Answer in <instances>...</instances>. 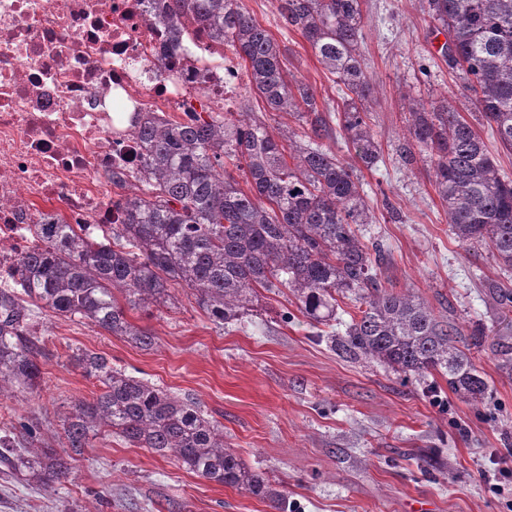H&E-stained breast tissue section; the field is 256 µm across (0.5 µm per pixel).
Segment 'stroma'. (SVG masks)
Returning a JSON list of instances; mask_svg holds the SVG:
<instances>
[{
	"mask_svg": "<svg viewBox=\"0 0 512 512\" xmlns=\"http://www.w3.org/2000/svg\"><path fill=\"white\" fill-rule=\"evenodd\" d=\"M244 4L278 44L288 78L312 84L320 100L337 99L334 75L298 32L283 28L274 0ZM362 10L361 51L374 87L370 122L381 155L360 170L375 204L361 240L382 247V284L414 292L436 316L466 330L511 323L512 311H501L496 296L512 291V275L483 247L455 239L427 167L400 158L408 142L405 96L427 105L449 98L467 120L476 117L438 52L444 38L429 30L422 0H363ZM176 295L172 307L127 310L129 322L154 334L148 350L83 321L39 314L41 385L1 402L0 424L25 417L46 444L62 449L63 417L99 392L69 360L81 347L192 397L223 425L230 448L287 492L290 512H512V478L497 485L482 478L498 460L512 468V375L499 369L490 344L470 349L490 383L476 407L442 375L404 384L383 367L340 357L290 294L260 292L250 315L222 327L189 291ZM287 311L293 318L286 323ZM99 496L102 512H272L248 492L115 436L90 438L70 479L54 489L0 472V512H80Z\"/></svg>",
	"mask_w": 512,
	"mask_h": 512,
	"instance_id": "stroma-1",
	"label": "stroma"
}]
</instances>
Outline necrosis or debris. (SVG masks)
Masks as SVG:
<instances>
[{
  "label": "necrosis or debris",
  "instance_id": "obj_1",
  "mask_svg": "<svg viewBox=\"0 0 512 512\" xmlns=\"http://www.w3.org/2000/svg\"><path fill=\"white\" fill-rule=\"evenodd\" d=\"M157 2L0 0V288L56 214L92 237L120 222L93 179L139 168L135 113L227 109L223 46L190 32L171 51Z\"/></svg>",
  "mask_w": 512,
  "mask_h": 512
}]
</instances>
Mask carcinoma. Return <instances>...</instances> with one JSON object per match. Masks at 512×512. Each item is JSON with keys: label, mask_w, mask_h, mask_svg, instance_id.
Here are the masks:
<instances>
[{"label": "carcinoma", "mask_w": 512, "mask_h": 512, "mask_svg": "<svg viewBox=\"0 0 512 512\" xmlns=\"http://www.w3.org/2000/svg\"><path fill=\"white\" fill-rule=\"evenodd\" d=\"M276 3L284 26L299 32L336 76L343 92L338 128L310 85L286 79L278 45L243 0H165L155 21L167 27L172 44L191 27L205 30L246 63L251 89L268 111L287 113L306 132L273 134L248 99L233 121L205 107L179 120L138 117L143 164L130 175L112 173L116 187L135 181L112 201L122 222L99 238L64 220L41 225L45 249L19 262L27 288H0V401L40 386L46 353L33 331L38 311L83 319L149 349L153 334L126 319L117 295L133 307L165 305L177 282L219 326L241 320L260 288L288 289L315 328L336 318L338 300L348 299L358 314L343 335L328 337L340 356L379 364L403 382L436 371L454 394L483 402L489 384L458 346L463 328L435 316L414 293L382 285L380 250L357 233L358 225L372 223L370 202L355 169L324 144L339 130L365 165L379 158L361 52L362 0ZM426 14L429 28L446 33L442 56L459 72L471 105L512 151V0H427ZM409 112L404 162L419 156L432 169L458 242L485 247L511 270L512 178L450 102L432 111L414 104ZM226 161L242 172L248 190L219 172ZM70 361L102 392L64 418L69 451L45 445L36 427L20 419L0 430L5 471L51 488L69 479L89 436L116 435L288 512L286 492L224 443V428L193 398L173 396L89 350L73 349Z\"/></svg>", "instance_id": "cac0c4a2"}]
</instances>
